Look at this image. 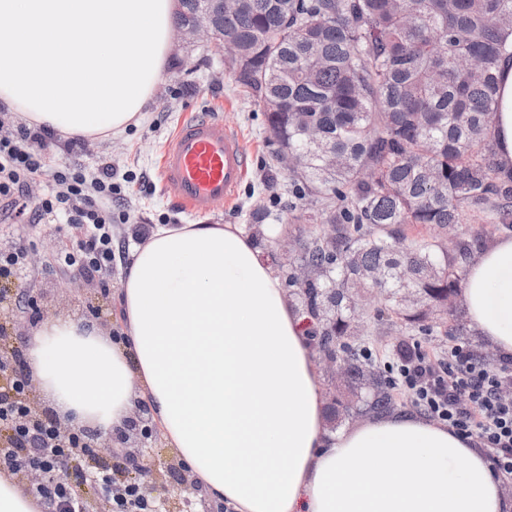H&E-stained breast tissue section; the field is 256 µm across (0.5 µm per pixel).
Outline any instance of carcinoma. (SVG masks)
I'll list each match as a JSON object with an SVG mask.
<instances>
[{
	"instance_id": "obj_1",
	"label": "carcinoma",
	"mask_w": 512,
	"mask_h": 512,
	"mask_svg": "<svg viewBox=\"0 0 512 512\" xmlns=\"http://www.w3.org/2000/svg\"><path fill=\"white\" fill-rule=\"evenodd\" d=\"M205 0H179L176 23ZM217 25L232 32L228 62L242 91L263 103L269 140L288 155L302 206L289 224H334L336 246L303 259L317 270L304 307L330 300L336 329L360 336L348 304L369 271L391 288L396 269L416 266L408 287L441 300L447 336L483 235L408 236L400 226L444 230L468 212L512 230V180L501 177L492 142L501 56L512 47V0H235ZM403 237L409 253L394 249ZM407 325L424 314L392 304Z\"/></svg>"
}]
</instances>
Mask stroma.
<instances>
[{"label":"stroma","mask_w":512,"mask_h":512,"mask_svg":"<svg viewBox=\"0 0 512 512\" xmlns=\"http://www.w3.org/2000/svg\"><path fill=\"white\" fill-rule=\"evenodd\" d=\"M195 113L223 121L242 138L250 158L246 178L233 198L206 215L180 209L163 187L158 172L163 145L177 124ZM266 126L262 103L242 94L222 56L175 39L144 119L123 133L87 138L83 147L73 150L68 149L65 139L54 138L48 141L46 152L52 163L76 164L90 178L103 168H110L113 182L120 184L121 195L112 203L113 240L124 254L112 273L117 282L125 271L126 255L137 245L133 232L138 223L239 224L249 235L260 238L268 251L280 250L288 237L318 233V225L298 226L286 221L289 210L299 205L300 199L292 191L287 167L274 159L278 147L267 139ZM259 211L265 214L260 222L255 219ZM125 212L130 214L131 223L120 222L119 216ZM84 233L83 225L62 219L31 225L24 218L9 216L0 223V245L8 247L19 242L27 248L28 265L22 286L39 297L42 310L41 315L25 318L17 335L11 336V344H27L33 328L44 317L73 316L107 327L118 319L115 295H106V302L98 310L87 304L89 297L104 295L105 284L100 278H92L87 284L76 283L70 272L57 266L61 252L75 247ZM361 302L363 342L373 352L371 361L376 369H383L385 361L401 346L419 344L434 355L447 352L456 343L475 351L487 348L471 328H464L459 337L422 331L378 317V304L369 297H362Z\"/></svg>","instance_id":"35a3bbf8"}]
</instances>
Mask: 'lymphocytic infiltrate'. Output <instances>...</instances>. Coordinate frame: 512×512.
I'll return each instance as SVG.
<instances>
[{
  "mask_svg": "<svg viewBox=\"0 0 512 512\" xmlns=\"http://www.w3.org/2000/svg\"><path fill=\"white\" fill-rule=\"evenodd\" d=\"M47 129L20 127L15 137H0V209L23 214L29 223L44 224L49 218L66 216L68 223L86 225V235L77 248L61 255L60 265L87 276H111L116 254L112 238V198L118 188L109 171L87 183L80 168L62 165L48 169L45 154ZM50 173L56 193L34 201L30 181ZM386 379L423 414L448 425L487 449L497 472L512 475V371L496 368L478 359L465 345L449 346L440 360L416 349L385 364ZM0 461L17 467L40 464L54 473L51 487L32 486L30 493L41 501L54 497L69 500L73 512L82 508L81 489L59 474V464L76 460L86 450L90 434L72 430L60 438L52 422L29 420L22 397L27 378L0 364Z\"/></svg>",
  "mask_w": 512,
  "mask_h": 512,
  "instance_id": "1",
  "label": "lymphocytic infiltrate"
}]
</instances>
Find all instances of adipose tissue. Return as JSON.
I'll return each instance as SVG.
<instances>
[{
  "label": "adipose tissue",
  "mask_w": 512,
  "mask_h": 512,
  "mask_svg": "<svg viewBox=\"0 0 512 512\" xmlns=\"http://www.w3.org/2000/svg\"><path fill=\"white\" fill-rule=\"evenodd\" d=\"M178 0H0V101L70 136L141 119ZM493 144L512 175V55ZM123 341L82 318L38 324L30 381L60 422L108 431L137 404L190 479L228 512H512L490 460L397 411L339 432L304 316L241 225L158 224L116 292ZM470 327L512 358V235L468 267Z\"/></svg>",
  "instance_id": "adipose-tissue-1"
}]
</instances>
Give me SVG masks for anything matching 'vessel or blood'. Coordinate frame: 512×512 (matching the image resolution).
I'll return each mask as SVG.
<instances>
[{"instance_id":"obj_1","label":"vessel or blood","mask_w":512,"mask_h":512,"mask_svg":"<svg viewBox=\"0 0 512 512\" xmlns=\"http://www.w3.org/2000/svg\"><path fill=\"white\" fill-rule=\"evenodd\" d=\"M248 152L223 122L198 114L182 120L160 152L165 188L192 214L209 213L243 182Z\"/></svg>"}]
</instances>
